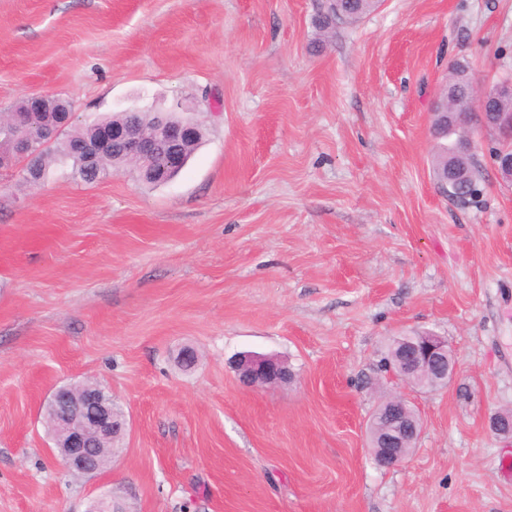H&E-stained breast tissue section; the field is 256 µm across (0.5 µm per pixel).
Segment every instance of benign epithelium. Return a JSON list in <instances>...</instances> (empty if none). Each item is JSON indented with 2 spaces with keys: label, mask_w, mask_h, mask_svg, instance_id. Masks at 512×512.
I'll use <instances>...</instances> for the list:
<instances>
[{
  "label": "benign epithelium",
  "mask_w": 512,
  "mask_h": 512,
  "mask_svg": "<svg viewBox=\"0 0 512 512\" xmlns=\"http://www.w3.org/2000/svg\"><path fill=\"white\" fill-rule=\"evenodd\" d=\"M501 94L512 96V82L492 88L475 87V103H486ZM26 112L17 119L40 127L45 138L71 124L76 116L69 100L42 93H28ZM55 102L58 112L48 115L42 106ZM485 119L499 127L502 137L512 140V115L486 112ZM194 123L178 119L168 112L158 115L154 130L143 133L130 121L120 127L104 126L99 136L86 141L79 153L84 169H93L107 149H119L140 162L142 170L153 174L172 169L183 158L182 143L193 130ZM34 140L17 133L0 143V168H11L26 162L33 153ZM494 162L503 179L512 182V149L494 155ZM392 359L386 366L406 383L424 391H436L448 386L454 376L455 362L448 340L431 332H408L392 339ZM235 370L248 387L275 386L292 378L282 360L264 355L243 354L234 361ZM45 416L49 417L55 446L53 456L68 473L93 475L99 471L98 459L106 448L115 447L124 436L126 419L116 408L112 397L96 383L82 381L56 388L45 401ZM369 430L374 433L371 447L378 449L377 464L385 468L400 466L407 449L417 443L423 430L420 417L402 395L380 403L372 416ZM115 494L105 491L92 499L86 512H127L114 507Z\"/></svg>",
  "instance_id": "obj_1"
}]
</instances>
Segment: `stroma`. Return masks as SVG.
<instances>
[{"label":"stroma","mask_w":512,"mask_h":512,"mask_svg":"<svg viewBox=\"0 0 512 512\" xmlns=\"http://www.w3.org/2000/svg\"><path fill=\"white\" fill-rule=\"evenodd\" d=\"M315 0H0V113L31 91L86 127L200 121L170 182L0 170V512H512V185L474 132L466 203L440 193L432 102L452 62L512 79V0H384L328 38ZM447 338L448 387L396 468L367 426L402 391L394 336ZM193 349L197 360L178 356ZM273 355L292 382L244 386ZM96 380L127 432L105 468L53 461L41 402ZM234 366L241 381L248 387L275 386L287 383L292 378L288 365L272 356L239 355Z\"/></svg>","instance_id":"1"}]
</instances>
